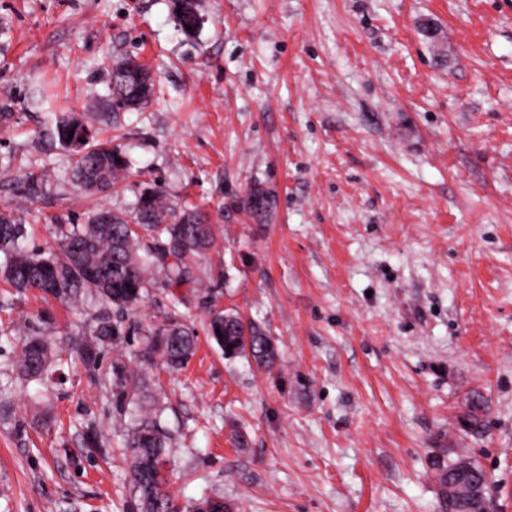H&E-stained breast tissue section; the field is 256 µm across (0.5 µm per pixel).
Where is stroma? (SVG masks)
Returning a JSON list of instances; mask_svg holds the SVG:
<instances>
[{"mask_svg": "<svg viewBox=\"0 0 512 512\" xmlns=\"http://www.w3.org/2000/svg\"><path fill=\"white\" fill-rule=\"evenodd\" d=\"M0 0V203L28 247L146 191L212 217L194 287L152 290L128 322L174 321L196 351L177 373L121 346L162 398L180 512H441L437 474L463 455L512 512V0ZM437 24L436 38L423 31ZM155 82L109 109L108 63ZM103 112L127 160L107 192L70 180L49 130ZM49 186L21 206L28 172ZM276 196L253 217L251 188ZM102 307L0 282V512H133L128 463L87 444L117 423L78 346ZM272 339L277 361L224 355L212 310ZM68 346L66 381L13 380L32 334Z\"/></svg>", "mask_w": 512, "mask_h": 512, "instance_id": "35a3bbf8", "label": "stroma"}]
</instances>
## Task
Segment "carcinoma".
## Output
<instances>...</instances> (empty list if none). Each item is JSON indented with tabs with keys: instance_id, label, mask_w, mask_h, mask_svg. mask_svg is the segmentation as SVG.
Returning a JSON list of instances; mask_svg holds the SVG:
<instances>
[{
	"instance_id": "1",
	"label": "carcinoma",
	"mask_w": 512,
	"mask_h": 512,
	"mask_svg": "<svg viewBox=\"0 0 512 512\" xmlns=\"http://www.w3.org/2000/svg\"><path fill=\"white\" fill-rule=\"evenodd\" d=\"M176 9L180 10V28L197 27L199 17L193 0H177ZM110 74L111 105L138 107L151 96L153 81L143 66L120 62ZM94 118L101 115H63L50 132L51 138L69 152L73 183L89 191L114 187L125 170L124 156L117 148L108 142H94L90 124ZM47 183L45 174L29 173L24 189L28 204L40 201ZM274 204L273 192L262 187L253 188L246 198L250 213L259 219L267 217ZM56 234V249H26L15 209L1 203L0 252L5 262L0 266V277L18 291L36 290L59 300H72L85 292L99 297L118 312L116 317L104 313L91 318L89 333L101 342H113L126 334L124 312L137 306L151 289L170 291L191 284V264L215 243L214 225L206 214L198 209L175 212L159 188L141 195L129 215L96 208L83 224L56 225ZM87 265L97 269L98 283L84 278ZM151 266L162 272L161 279L149 276ZM210 333L217 345L232 355L248 354L264 368L274 364L271 338L237 314L213 312ZM144 346L166 370L176 371L193 355L195 342L184 327L166 322L145 331ZM63 353L65 350L51 339L36 334L18 346L14 372L21 379H41L62 361ZM131 363L126 353L115 351L106 372L112 407L129 418L121 437L131 456L130 482L140 512H178L166 491L164 463L169 460V435L161 424L162 406Z\"/></svg>"
}]
</instances>
